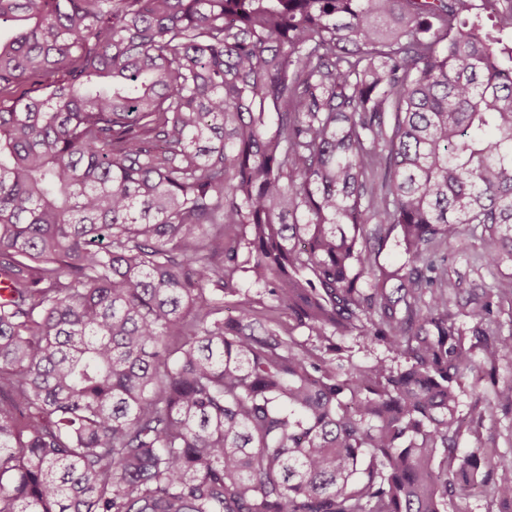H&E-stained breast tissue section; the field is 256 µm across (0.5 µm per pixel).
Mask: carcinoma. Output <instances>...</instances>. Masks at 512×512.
<instances>
[{
  "label": "carcinoma",
  "mask_w": 512,
  "mask_h": 512,
  "mask_svg": "<svg viewBox=\"0 0 512 512\" xmlns=\"http://www.w3.org/2000/svg\"><path fill=\"white\" fill-rule=\"evenodd\" d=\"M486 2L0 0V512H512L458 410L512 275L448 281L512 263ZM481 252L479 244L468 237L462 236L448 243V278L459 289L455 298L459 306H454V310L462 307L469 309L471 305L468 303L473 294L480 293L478 286L483 281L487 284L493 282V276L480 266Z\"/></svg>",
  "instance_id": "cac0c4a2"
}]
</instances>
